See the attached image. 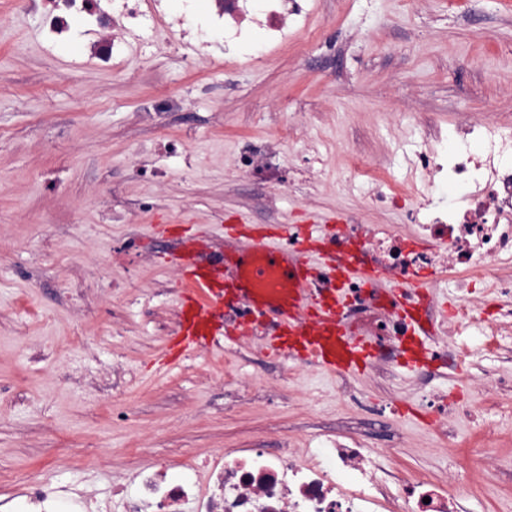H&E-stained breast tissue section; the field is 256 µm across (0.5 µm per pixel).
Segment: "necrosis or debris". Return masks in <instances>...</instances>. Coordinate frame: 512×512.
<instances>
[{"mask_svg": "<svg viewBox=\"0 0 512 512\" xmlns=\"http://www.w3.org/2000/svg\"><path fill=\"white\" fill-rule=\"evenodd\" d=\"M18 6L39 15L44 40L60 47L72 39L73 22L85 21L89 55L105 66L123 59L141 32L157 25L171 47L217 64L247 57L258 36L272 53L297 39L310 13L308 0H209L203 11L196 0H180L174 13L168 0H18ZM419 131L423 147L410 168L420 183L406 192L377 190L366 200L403 209V230L350 220L331 245L340 254L360 244L363 258L400 284L405 305L416 302L419 271L456 270L463 274L460 287L492 288L498 316L512 318V126L485 120L450 129L425 118ZM450 139L456 147L447 153L442 145ZM444 183L461 189L445 206L436 199ZM348 292L349 324L386 342L403 336L394 310L357 286ZM219 457L201 463L205 486L188 473L173 478L147 467L135 489L114 485L111 501L122 512H466L472 495L466 481L443 489L385 468L373 449L341 433L302 453L225 448ZM98 506L82 491L43 480L28 485L16 512H96Z\"/></svg>", "mask_w": 512, "mask_h": 512, "instance_id": "4bbe7bcc", "label": "necrosis or debris"}]
</instances>
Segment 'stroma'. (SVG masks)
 Segmentation results:
<instances>
[{
  "label": "stroma",
  "mask_w": 512,
  "mask_h": 512,
  "mask_svg": "<svg viewBox=\"0 0 512 512\" xmlns=\"http://www.w3.org/2000/svg\"><path fill=\"white\" fill-rule=\"evenodd\" d=\"M162 95L180 109L147 111ZM488 113L512 125V0H312L297 42L222 77L159 30L112 67L80 43L49 48L37 16L0 0V512L35 481L104 501L147 466L178 477L221 448H315L341 421L384 466L473 481L471 512H512V392L492 382L512 361L473 335L454 338L464 361L397 358L383 381L275 357L260 335L165 357L180 240L233 246L232 214L272 242L281 224L404 223L366 207L344 153L398 183L422 117ZM266 141L278 177L260 181L241 160ZM314 149L326 164L311 180ZM437 395L481 408L442 433Z\"/></svg>",
  "instance_id": "35a3bbf8"
}]
</instances>
